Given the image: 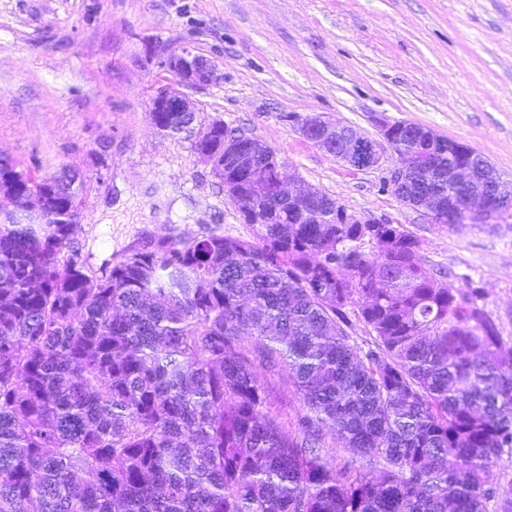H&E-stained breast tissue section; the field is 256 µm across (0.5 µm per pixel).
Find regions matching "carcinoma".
Instances as JSON below:
<instances>
[{
    "instance_id": "obj_1",
    "label": "carcinoma",
    "mask_w": 512,
    "mask_h": 512,
    "mask_svg": "<svg viewBox=\"0 0 512 512\" xmlns=\"http://www.w3.org/2000/svg\"><path fill=\"white\" fill-rule=\"evenodd\" d=\"M161 122L219 185L238 181L264 219L253 239L180 238L95 271L76 176L0 161L23 210L0 224V512H512V485L490 478L512 449V348L482 290L426 268L401 225L338 224L330 196L288 204L284 162L249 140L246 180L224 123ZM391 138L416 180L457 197L445 148ZM283 367L292 430L258 373ZM326 429L351 450L339 466Z\"/></svg>"
}]
</instances>
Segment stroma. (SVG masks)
Instances as JSON below:
<instances>
[{
	"label": "stroma",
	"mask_w": 512,
	"mask_h": 512,
	"mask_svg": "<svg viewBox=\"0 0 512 512\" xmlns=\"http://www.w3.org/2000/svg\"><path fill=\"white\" fill-rule=\"evenodd\" d=\"M187 49L216 78L189 92L200 125L261 139L288 173L358 215L404 225L427 268L484 291L512 347V217L451 229L387 186L398 166L351 170L308 141L324 115L376 139L408 121L460 141L512 180V0H0V158L81 181L78 240L93 266L161 235L253 236L210 164L161 134L151 100ZM269 411L302 407L287 371L261 372Z\"/></svg>",
	"instance_id": "1"
}]
</instances>
